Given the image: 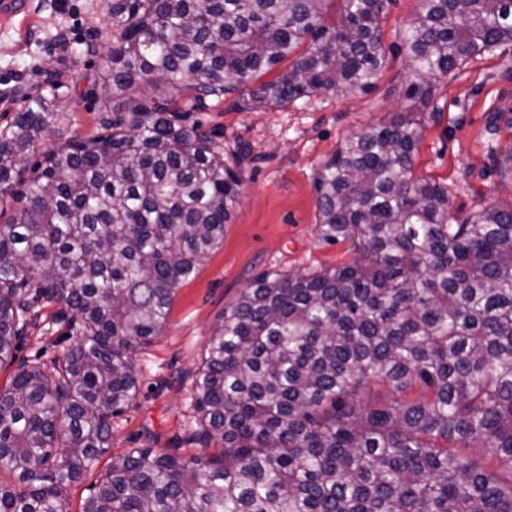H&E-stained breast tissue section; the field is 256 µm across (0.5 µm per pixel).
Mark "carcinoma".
<instances>
[{
  "label": "carcinoma",
  "instance_id": "obj_1",
  "mask_svg": "<svg viewBox=\"0 0 512 512\" xmlns=\"http://www.w3.org/2000/svg\"><path fill=\"white\" fill-rule=\"evenodd\" d=\"M107 0L103 133L24 161L72 113L59 88L0 132V366L44 299L78 321L49 368L0 391V512H70L136 398L132 354L177 287L224 241L239 172L167 101L238 93L254 107L370 92L387 64L384 0ZM512 43V0H419L403 44L408 95L432 99L469 58ZM302 53H297L301 46ZM255 90L252 77L288 57ZM409 112L348 137L314 182L320 235L354 258L258 275L224 310L194 381L197 435L217 454L132 448L79 512H512V208L450 214L414 176ZM392 399L380 402L374 385Z\"/></svg>",
  "mask_w": 512,
  "mask_h": 512
}]
</instances>
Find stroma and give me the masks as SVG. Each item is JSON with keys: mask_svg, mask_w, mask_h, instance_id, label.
Instances as JSON below:
<instances>
[{"mask_svg": "<svg viewBox=\"0 0 512 512\" xmlns=\"http://www.w3.org/2000/svg\"><path fill=\"white\" fill-rule=\"evenodd\" d=\"M27 23L0 26V129L25 106V99L58 85L74 121L59 137L96 136L107 53L112 33L106 0H26ZM418 0H388L381 19L388 63L365 95L319 93L292 105L249 109L235 95L192 107L188 94L177 106L190 122L214 133L226 165L243 178L240 203L224 241L178 288L166 325L133 357L140 391L112 420L108 455L69 491L78 512L91 485L113 457L152 446L201 451L194 436L195 371L224 311L262 272H312L349 262L347 244L320 237L314 177L344 140L370 124L417 111L419 150L414 173L444 187L451 212L470 213L489 204L512 205V44L475 57L442 79L432 100L415 107L407 95L410 65L403 34ZM61 307L40 302L26 315L18 362L44 364L74 344L77 333Z\"/></svg>", "mask_w": 512, "mask_h": 512, "instance_id": "1", "label": "stroma"}]
</instances>
